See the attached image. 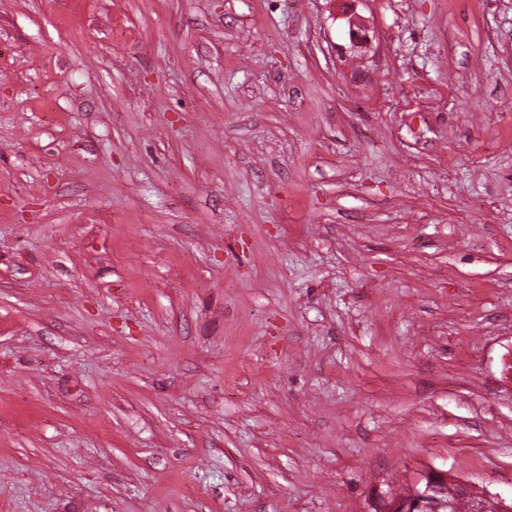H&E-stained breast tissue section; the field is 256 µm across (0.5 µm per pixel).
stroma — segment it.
<instances>
[{
    "instance_id": "1",
    "label": "stroma",
    "mask_w": 512,
    "mask_h": 512,
    "mask_svg": "<svg viewBox=\"0 0 512 512\" xmlns=\"http://www.w3.org/2000/svg\"><path fill=\"white\" fill-rule=\"evenodd\" d=\"M0 0V512L512 495V0Z\"/></svg>"
}]
</instances>
